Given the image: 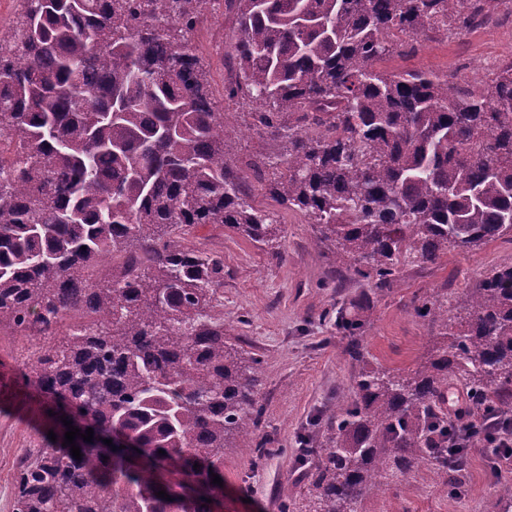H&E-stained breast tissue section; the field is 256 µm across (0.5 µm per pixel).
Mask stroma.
Instances as JSON below:
<instances>
[{
    "label": "stroma",
    "instance_id": "1",
    "mask_svg": "<svg viewBox=\"0 0 512 512\" xmlns=\"http://www.w3.org/2000/svg\"><path fill=\"white\" fill-rule=\"evenodd\" d=\"M237 36L233 13L205 9L194 40L215 86L232 77L224 61ZM510 61L512 14L498 11L489 23L461 34L420 36L405 53L385 57L378 67L429 70L466 83L471 76H486L490 64ZM234 146L255 204L275 212L284 236L272 251L220 224H202L191 233L194 244L223 258L224 332L242 340L261 369L260 426L224 451V512H282V499L296 501L306 491L295 463L296 438L318 435L322 411L348 390L359 371L345 352L347 338L333 326L337 308L354 305L366 316L362 344L371 364L415 368L437 334L415 314L416 299L444 290L450 302H466L491 268L512 264V237L402 268L392 288L376 292L338 271L306 216L279 205L257 181L249 162L257 152L271 150V140L247 131L235 136ZM28 344L27 337L0 333V512H13L22 450L42 447L52 428L22 364ZM262 442L270 453L259 462L253 450ZM497 481L480 448L472 453L459 489L449 487L447 473L421 463L393 478L386 490L366 496L360 512H493Z\"/></svg>",
    "mask_w": 512,
    "mask_h": 512
}]
</instances>
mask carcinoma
Listing matches in <instances>:
<instances>
[{"mask_svg":"<svg viewBox=\"0 0 512 512\" xmlns=\"http://www.w3.org/2000/svg\"><path fill=\"white\" fill-rule=\"evenodd\" d=\"M495 2L225 0L239 76L218 95L191 40L207 0H18L0 30V331L37 340L23 365L56 441L24 454L13 512H214L211 474L259 423V361L224 339V259L185 235L282 238L243 187L238 127L276 142L249 163L270 196L379 291L404 265L512 235V63L475 85L376 69L404 38L471 30ZM414 311L438 334L406 370L370 365L367 320L336 310L361 368L319 447L299 436L306 493L285 508L359 512L427 457L458 488L454 380L474 397L470 447L488 416L512 423V266L456 311L444 292ZM65 419L94 431L75 438L79 460ZM114 434L127 445L101 451ZM496 512H512L511 477Z\"/></svg>","mask_w":512,"mask_h":512,"instance_id":"carcinoma-1","label":"carcinoma"}]
</instances>
